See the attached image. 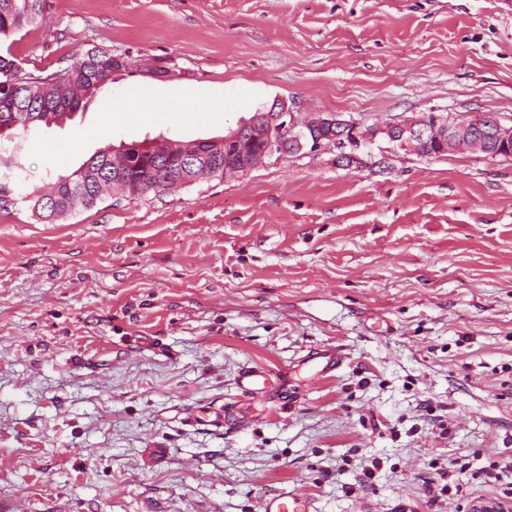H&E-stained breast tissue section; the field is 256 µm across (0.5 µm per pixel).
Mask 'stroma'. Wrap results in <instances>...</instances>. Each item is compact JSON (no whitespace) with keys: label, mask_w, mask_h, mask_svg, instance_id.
<instances>
[{"label":"stroma","mask_w":512,"mask_h":512,"mask_svg":"<svg viewBox=\"0 0 512 512\" xmlns=\"http://www.w3.org/2000/svg\"><path fill=\"white\" fill-rule=\"evenodd\" d=\"M94 46L128 69L0 143V179L221 137L277 98L368 126L512 120V0H48L12 51L53 69ZM147 334L166 354L137 350ZM329 348L316 379L303 359ZM247 366L272 395L241 393ZM510 460V158L375 148L348 169L327 146L52 222L0 212L8 512H260L283 491L311 512H512L483 472ZM445 469L462 493L441 495Z\"/></svg>","instance_id":"obj_1"}]
</instances>
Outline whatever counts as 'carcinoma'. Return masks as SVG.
Instances as JSON below:
<instances>
[{
  "instance_id": "carcinoma-1",
  "label": "carcinoma",
  "mask_w": 512,
  "mask_h": 512,
  "mask_svg": "<svg viewBox=\"0 0 512 512\" xmlns=\"http://www.w3.org/2000/svg\"><path fill=\"white\" fill-rule=\"evenodd\" d=\"M47 0H0V115L13 117L14 129L57 124L112 83V73L122 69L116 54L91 48L62 59L57 68L26 69L12 53V37L42 21ZM210 151L215 164L224 166V146L188 143L163 138L154 153L136 149L120 154L105 150L91 156L68 175H60L42 188L22 196L33 215L54 221L72 212L92 209L110 196L116 175L126 180L131 197L172 194L195 181L189 173L163 166L164 154L189 155Z\"/></svg>"
}]
</instances>
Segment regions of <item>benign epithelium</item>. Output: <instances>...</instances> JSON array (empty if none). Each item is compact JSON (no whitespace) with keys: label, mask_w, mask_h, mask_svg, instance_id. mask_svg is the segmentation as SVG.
Segmentation results:
<instances>
[{"label":"benign epithelium","mask_w":512,"mask_h":512,"mask_svg":"<svg viewBox=\"0 0 512 512\" xmlns=\"http://www.w3.org/2000/svg\"><path fill=\"white\" fill-rule=\"evenodd\" d=\"M293 137V151L305 149L314 153L325 146L336 148V164H361L360 153L371 148L381 138L387 146L384 153L418 147V143L434 139L448 142V151L465 150V143L474 141L475 149L484 153L495 144L512 153V123L497 116L490 117L487 131H474L467 124L443 113L430 112L421 116L399 117L382 125L366 126L355 119H344L332 112H297L296 103L275 99L263 112H255L236 129L224 135V174L238 175L252 170L273 156H282V141ZM262 142L255 153H245L244 142Z\"/></svg>","instance_id":"7a95c632"}]
</instances>
